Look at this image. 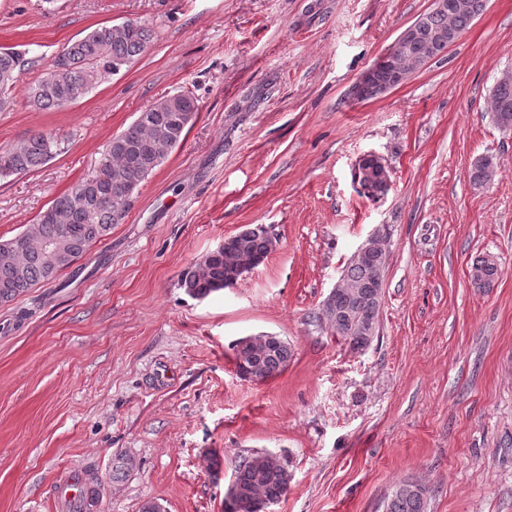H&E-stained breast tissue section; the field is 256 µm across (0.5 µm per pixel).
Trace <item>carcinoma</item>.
Listing matches in <instances>:
<instances>
[{
  "label": "carcinoma",
  "mask_w": 512,
  "mask_h": 512,
  "mask_svg": "<svg viewBox=\"0 0 512 512\" xmlns=\"http://www.w3.org/2000/svg\"><path fill=\"white\" fill-rule=\"evenodd\" d=\"M468 8L448 12H428L420 18L425 35L408 42L403 50L401 66H381L364 93L368 100L378 96L379 89L396 81L397 71L411 74L426 57L441 55L446 46L431 51L430 37L454 29L462 32L483 11L485 0H466ZM155 32L144 21L130 22L129 29L101 26L82 38L69 43L53 57L42 77L27 85L26 103L36 110H61L86 97L106 78L116 75L150 48ZM34 61L27 52L15 47H0V112L13 105V92ZM199 111L198 100L181 91L155 101L140 112L136 120L122 133L112 138L105 149L101 174L74 184L41 211L32 224L34 239L23 252H14L0 260V303L6 304L28 289L52 281L58 272L80 259L88 248L109 235L112 225L120 224L129 213L112 204L116 197H134L142 183L163 163L168 152L182 140L187 126ZM490 111L496 125L512 129V82L495 84L490 98ZM61 151V142L47 132L31 134L22 143L0 149V179L29 173ZM490 158H482L470 173L471 182L482 185L493 175ZM63 239L71 258L50 266L42 245L46 241ZM269 251L267 240L259 235L231 240L219 256L205 257L186 268L180 286L193 297H206L224 288V272L236 269L258 254ZM388 245L381 242L366 261L352 258L342 272L336 288V304L343 311L336 318L330 309L316 316V321L341 337L354 351H363L374 340L366 335L359 319L377 323L382 302L383 274L387 264ZM498 275L494 261L476 260L472 280L478 287L491 284ZM292 350L285 345L272 351L235 353L237 374L250 373L266 380L287 365ZM285 468L257 470L250 456L239 462L235 483L247 492L249 512H266L288 494ZM427 489L414 482L396 485L383 501L382 512H427Z\"/></svg>",
  "instance_id": "obj_1"
}]
</instances>
